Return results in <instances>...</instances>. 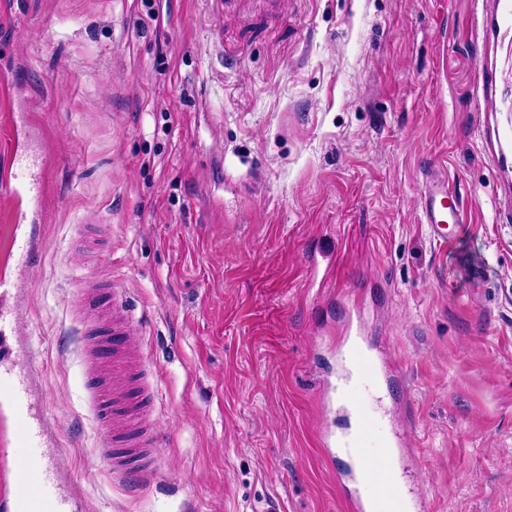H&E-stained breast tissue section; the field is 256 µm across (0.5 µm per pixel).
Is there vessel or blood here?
I'll list each match as a JSON object with an SVG mask.
<instances>
[{
  "mask_svg": "<svg viewBox=\"0 0 512 512\" xmlns=\"http://www.w3.org/2000/svg\"><path fill=\"white\" fill-rule=\"evenodd\" d=\"M421 221L441 247L451 245L455 227L465 218V201L446 173L436 169L422 174ZM31 238L20 218H13L6 260L30 258ZM110 301L97 304L104 338L87 337L79 346L85 367V386L95 398L94 416L108 434L104 453L108 471L123 472L135 488L149 486L154 473L147 464L157 446L154 396L143 381L142 371L130 368L137 353L130 339L132 322L123 297V288L112 283ZM344 372L327 382L326 401L349 398L359 381H377L380 364L373 348L364 342H350L343 350ZM34 371H15L11 362L0 358V512H69L65 500L48 490L47 476H34L38 462L20 455L15 447L33 445L51 431L48 418L32 403ZM356 425L345 432L324 427L314 434V443L327 461L345 453L354 462L351 472L341 475L344 512H409L400 474L391 468L375 469L366 452L373 420L361 407H354Z\"/></svg>",
  "mask_w": 512,
  "mask_h": 512,
  "instance_id": "1",
  "label": "vessel or blood"
}]
</instances>
